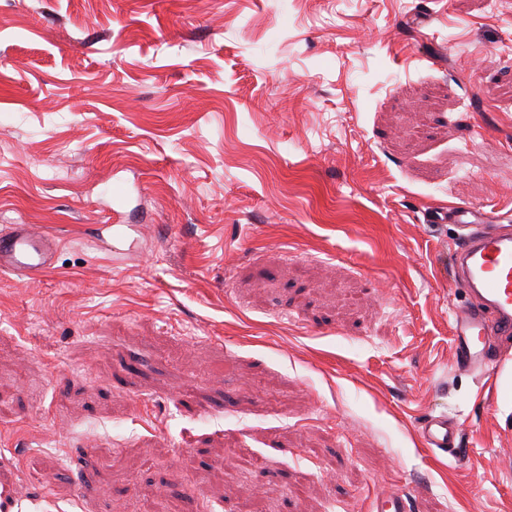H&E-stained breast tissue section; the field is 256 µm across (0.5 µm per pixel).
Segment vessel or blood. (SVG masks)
<instances>
[{"instance_id":"obj_1","label":"vessel or blood","mask_w":512,"mask_h":512,"mask_svg":"<svg viewBox=\"0 0 512 512\" xmlns=\"http://www.w3.org/2000/svg\"><path fill=\"white\" fill-rule=\"evenodd\" d=\"M431 224H453L458 242L451 251V281L463 285L464 301L451 311L452 361L460 369L486 374L499 362L489 342H512V227L473 207L427 212ZM56 239L28 224L0 229V272L31 277L50 268ZM431 452L457 455L462 430L445 414L427 417L419 427Z\"/></svg>"}]
</instances>
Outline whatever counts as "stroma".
<instances>
[{
  "mask_svg": "<svg viewBox=\"0 0 512 512\" xmlns=\"http://www.w3.org/2000/svg\"><path fill=\"white\" fill-rule=\"evenodd\" d=\"M455 204L512 216V0H0V226L59 242L0 273L13 512H512ZM419 434L423 446L431 452L441 451L457 456L462 429L447 414L430 415L420 423Z\"/></svg>",
  "mask_w": 512,
  "mask_h": 512,
  "instance_id": "35a3bbf8",
  "label": "stroma"
}]
</instances>
